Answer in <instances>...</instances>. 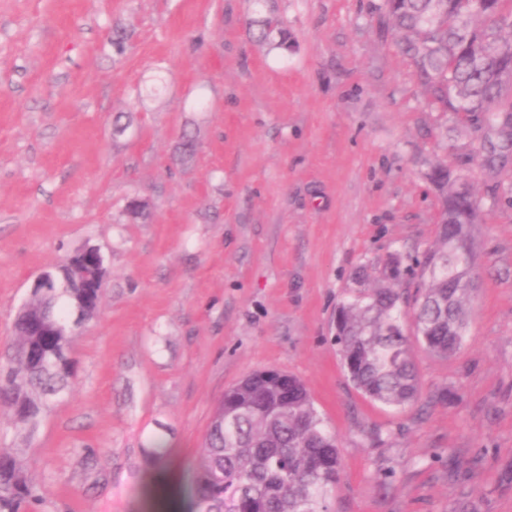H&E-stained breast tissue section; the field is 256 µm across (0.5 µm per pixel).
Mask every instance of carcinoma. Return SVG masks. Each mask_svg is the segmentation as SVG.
Wrapping results in <instances>:
<instances>
[{
    "mask_svg": "<svg viewBox=\"0 0 512 512\" xmlns=\"http://www.w3.org/2000/svg\"><path fill=\"white\" fill-rule=\"evenodd\" d=\"M401 53L406 56L435 112L482 115L494 124L512 112V37L502 35L512 0H384ZM430 179L441 198L436 242L422 255H390L382 283L340 304L336 345L354 387L369 400L401 410L421 398L413 343L448 358L467 333V276L473 265L472 225L479 207L459 177L437 165ZM415 283L413 295L402 285ZM33 297L65 312L69 295ZM15 324L11 364L0 365V405L15 429L34 427L54 397L66 392L73 373L36 357L50 354L70 336H23ZM283 386L249 375L224 393L194 467L182 486L189 512L206 499L211 512H329L341 480L336 436L328 430L305 384L289 375ZM36 499L15 450L0 446V512H21Z\"/></svg>",
    "mask_w": 512,
    "mask_h": 512,
    "instance_id": "obj_1",
    "label": "carcinoma"
}]
</instances>
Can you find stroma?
Instances as JSON below:
<instances>
[{
    "label": "stroma",
    "instance_id": "obj_1",
    "mask_svg": "<svg viewBox=\"0 0 512 512\" xmlns=\"http://www.w3.org/2000/svg\"><path fill=\"white\" fill-rule=\"evenodd\" d=\"M382 2L0 0V356L44 269L106 268L69 390L0 429L26 512H148L156 444L189 471L264 368L338 438L332 512H512V135L430 111ZM440 163L479 204L469 337L418 350L427 402L393 411L345 376L336 307L434 243Z\"/></svg>",
    "mask_w": 512,
    "mask_h": 512
}]
</instances>
